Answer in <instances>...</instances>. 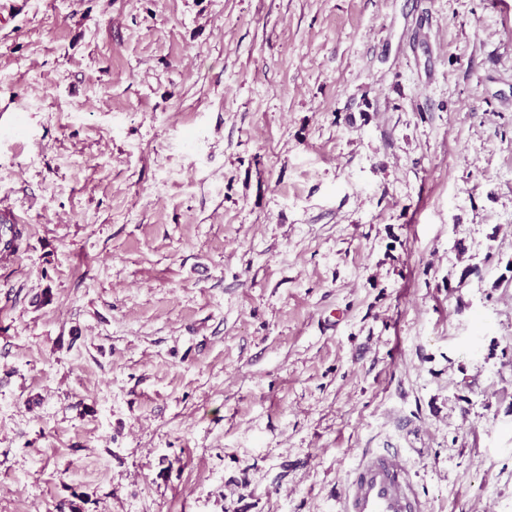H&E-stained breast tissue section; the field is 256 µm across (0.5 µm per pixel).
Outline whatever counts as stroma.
<instances>
[{"instance_id": "35a3bbf8", "label": "stroma", "mask_w": 512, "mask_h": 512, "mask_svg": "<svg viewBox=\"0 0 512 512\" xmlns=\"http://www.w3.org/2000/svg\"><path fill=\"white\" fill-rule=\"evenodd\" d=\"M5 211L0 512H512V0H0ZM339 512H424L413 476L394 448L362 454L347 474Z\"/></svg>"}]
</instances>
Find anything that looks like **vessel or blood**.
I'll use <instances>...</instances> for the list:
<instances>
[{
	"mask_svg": "<svg viewBox=\"0 0 512 512\" xmlns=\"http://www.w3.org/2000/svg\"><path fill=\"white\" fill-rule=\"evenodd\" d=\"M339 512H425L413 476L398 450L362 454L340 492Z\"/></svg>",
	"mask_w": 512,
	"mask_h": 512,
	"instance_id": "b4317fda",
	"label": "vessel or blood"
}]
</instances>
